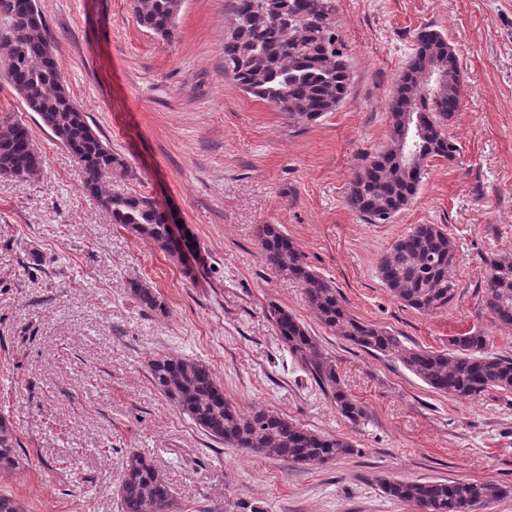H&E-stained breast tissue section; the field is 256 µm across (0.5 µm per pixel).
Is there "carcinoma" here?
<instances>
[{"instance_id": "1", "label": "carcinoma", "mask_w": 512, "mask_h": 512, "mask_svg": "<svg viewBox=\"0 0 512 512\" xmlns=\"http://www.w3.org/2000/svg\"><path fill=\"white\" fill-rule=\"evenodd\" d=\"M337 0H229L231 26L224 32V78L247 94L272 104L294 125L316 123L348 95L347 48L336 43ZM181 0H133L137 23L164 40L177 28ZM388 103L390 143L366 160L349 188L347 205L369 223L380 212L396 215L418 192L422 175L397 168L394 155L409 111L423 114L424 135L412 149L452 160L456 145L448 126L461 102V66L455 50L439 31L422 28ZM442 66L444 87L422 93L424 70ZM0 78L25 108L37 116L79 166L83 190L112 223L148 239L171 257L168 216L146 194L125 196L103 189L112 174L127 171L93 127L87 113L67 91L52 53L45 19L37 0H0ZM27 126L0 120V180H24L42 165ZM257 241L264 263L298 281L320 322L347 343L371 354H396L402 365L433 391L472 400L490 389L512 391V357L489 353L486 338L469 332L450 339L447 352L409 347L399 336L352 316L331 283L311 270L293 242L277 225L259 228ZM455 252L448 234L437 224H417L392 245L379 263L390 293L405 306L428 313L448 304L455 284L449 278ZM489 274L483 302L502 327H512V257L487 260ZM130 294L144 310L164 312L154 289L130 283ZM267 318L288 351L315 382L328 391L340 413L355 423L363 407L344 390L333 360L324 355L306 326L288 310L272 305ZM154 387L214 441L253 457L279 459L303 466H328L354 453L344 437L310 431L266 409L243 412L224 397V387L203 361L158 354L149 362ZM18 439L12 424L0 416V470L18 464ZM382 491L391 498L424 503L428 512H477L512 494L497 484L385 479ZM120 512H169L172 487L153 461L138 451L127 456L118 490Z\"/></svg>"}]
</instances>
